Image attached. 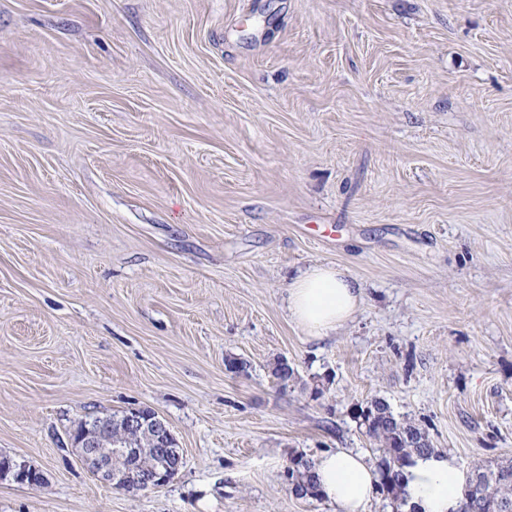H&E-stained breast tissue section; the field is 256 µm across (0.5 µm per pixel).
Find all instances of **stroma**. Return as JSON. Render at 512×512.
<instances>
[{
    "instance_id": "stroma-1",
    "label": "stroma",
    "mask_w": 512,
    "mask_h": 512,
    "mask_svg": "<svg viewBox=\"0 0 512 512\" xmlns=\"http://www.w3.org/2000/svg\"><path fill=\"white\" fill-rule=\"evenodd\" d=\"M376 398L512 459V0H0V512H339L285 469ZM138 408L184 465L128 493L71 434ZM361 296L362 288L347 270L315 265L289 285L287 310L308 336L321 338L351 319ZM7 476L20 483H28L34 485L39 483L42 479L41 473L36 469L23 462L13 461L11 459L3 460L0 464V478Z\"/></svg>"
}]
</instances>
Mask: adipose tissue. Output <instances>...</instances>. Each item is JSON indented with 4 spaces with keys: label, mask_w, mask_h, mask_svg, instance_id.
I'll return each mask as SVG.
<instances>
[{
    "label": "adipose tissue",
    "mask_w": 512,
    "mask_h": 512,
    "mask_svg": "<svg viewBox=\"0 0 512 512\" xmlns=\"http://www.w3.org/2000/svg\"><path fill=\"white\" fill-rule=\"evenodd\" d=\"M361 296L347 270L315 265L289 285L287 310L308 336L320 338L351 319ZM314 473L321 493L340 512H365L379 490L377 467L351 450L324 452L314 462ZM405 474L409 502L418 512H458L467 473L454 457L435 452L414 458Z\"/></svg>",
    "instance_id": "1"
}]
</instances>
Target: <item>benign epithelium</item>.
I'll return each instance as SVG.
<instances>
[{"label": "benign epithelium", "mask_w": 512, "mask_h": 512, "mask_svg": "<svg viewBox=\"0 0 512 512\" xmlns=\"http://www.w3.org/2000/svg\"><path fill=\"white\" fill-rule=\"evenodd\" d=\"M124 425L129 431H136L149 426L157 434L156 447L160 448L155 465L143 470L133 458L137 449L119 444L117 448L104 451L98 446L97 433L89 425H84V432L74 442L82 463L101 480L113 488L126 492L156 489L169 483L184 464L183 454L170 448L173 435L167 423L158 415H147L141 409H132L124 415ZM7 476L20 483L34 485L41 481V473L23 462L11 459L0 462V478Z\"/></svg>", "instance_id": "obj_1"}]
</instances>
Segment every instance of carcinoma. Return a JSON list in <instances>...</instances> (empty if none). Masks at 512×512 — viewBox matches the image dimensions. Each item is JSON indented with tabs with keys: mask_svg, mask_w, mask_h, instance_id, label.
<instances>
[{
	"mask_svg": "<svg viewBox=\"0 0 512 512\" xmlns=\"http://www.w3.org/2000/svg\"><path fill=\"white\" fill-rule=\"evenodd\" d=\"M358 418L366 435L377 444L380 452V491L401 512L408 505L405 468L412 464L413 457L430 454L435 448L414 447L411 437L423 433V430L409 421L396 418L389 405L380 398L372 400L361 410ZM290 464L298 466V477L309 486L310 497H321L312 473L313 462L298 457L291 459ZM470 475V502H461L459 512H512V461L496 467L477 465Z\"/></svg>",
	"mask_w": 512,
	"mask_h": 512,
	"instance_id": "1",
	"label": "carcinoma"
}]
</instances>
